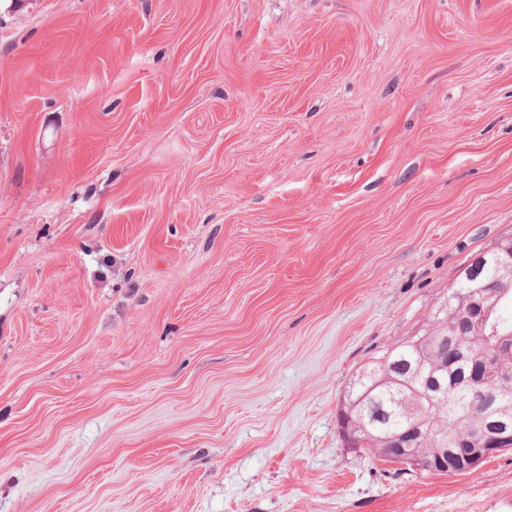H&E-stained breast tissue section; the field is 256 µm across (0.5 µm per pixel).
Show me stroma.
I'll use <instances>...</instances> for the list:
<instances>
[{
  "label": "stroma",
  "mask_w": 512,
  "mask_h": 512,
  "mask_svg": "<svg viewBox=\"0 0 512 512\" xmlns=\"http://www.w3.org/2000/svg\"><path fill=\"white\" fill-rule=\"evenodd\" d=\"M512 235V0H0V512H512L346 447Z\"/></svg>",
  "instance_id": "stroma-1"
}]
</instances>
